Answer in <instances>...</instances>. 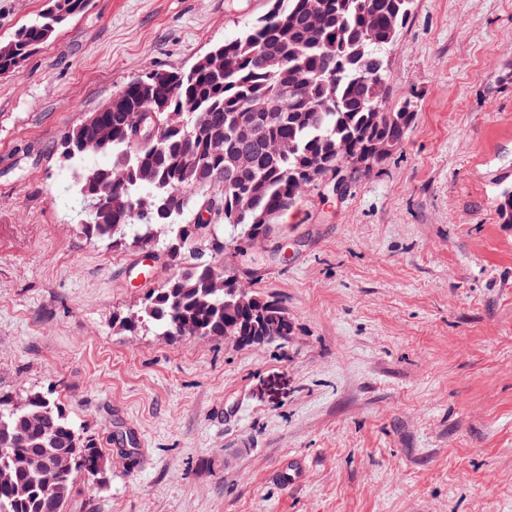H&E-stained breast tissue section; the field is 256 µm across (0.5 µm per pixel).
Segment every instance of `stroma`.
<instances>
[{
	"mask_svg": "<svg viewBox=\"0 0 512 512\" xmlns=\"http://www.w3.org/2000/svg\"><path fill=\"white\" fill-rule=\"evenodd\" d=\"M49 0H0V40ZM270 0H89L0 77V393L51 392L106 485L63 512H512V0H413L387 52L403 146L343 196L308 189L225 267L286 340L237 348L120 321L140 250L74 224L63 134L147 72L184 70ZM130 419L136 456L112 444ZM298 458L299 485L273 478Z\"/></svg>",
	"mask_w": 512,
	"mask_h": 512,
	"instance_id": "1",
	"label": "stroma"
}]
</instances>
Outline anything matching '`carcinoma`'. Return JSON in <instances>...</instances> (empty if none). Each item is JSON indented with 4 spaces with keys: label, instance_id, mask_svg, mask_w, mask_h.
Returning <instances> with one entry per match:
<instances>
[{
    "label": "carcinoma",
    "instance_id": "obj_1",
    "mask_svg": "<svg viewBox=\"0 0 512 512\" xmlns=\"http://www.w3.org/2000/svg\"><path fill=\"white\" fill-rule=\"evenodd\" d=\"M88 0H52V10L0 41V76L8 75L47 42L45 34L81 14ZM413 0H272L262 19L238 37L199 56L186 71L154 70L128 83L97 115L111 141L106 166L81 175L77 224L89 240L130 241L161 248L190 268L151 289L130 327L146 317L166 336L187 326L199 336H245L260 304L278 314L279 331L294 324L286 308L256 295L258 303L237 317L226 312L224 267L185 246L212 228L180 221L194 200L216 192L224 205L220 223L247 243L300 200L312 180L352 165L368 170L385 160L374 145L396 149L415 120L412 102L384 108L387 50L411 15ZM301 79L305 96L283 109L259 113L251 142L236 139L238 117L255 99L270 101L282 86ZM154 111L156 132L143 144L135 123ZM93 133L80 123L65 133L62 157L78 163L91 150ZM499 219L512 224V186L497 202ZM70 466L54 470L60 453ZM0 512H63L76 477L106 481L107 458L97 439L78 431L50 393L21 400L0 395Z\"/></svg>",
    "mask_w": 512,
    "mask_h": 512
}]
</instances>
